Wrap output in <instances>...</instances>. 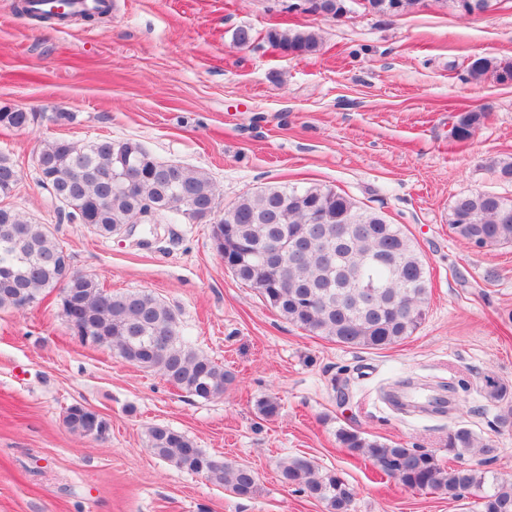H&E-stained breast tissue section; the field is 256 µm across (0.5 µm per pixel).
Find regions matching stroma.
<instances>
[{
  "instance_id": "35a3bbf8",
  "label": "stroma",
  "mask_w": 512,
  "mask_h": 512,
  "mask_svg": "<svg viewBox=\"0 0 512 512\" xmlns=\"http://www.w3.org/2000/svg\"><path fill=\"white\" fill-rule=\"evenodd\" d=\"M294 0H112L95 22L41 23L20 0H0V108H22L23 130L0 125V154L19 181L0 205L49 225L75 269L115 291L145 290L177 314L191 346L233 380L202 399L154 371L82 345L54 295L0 308V512H325L282 482L283 458L304 455L353 489L350 512H479L469 499L411 491L336 439L353 428L453 463L448 431L493 440L489 468L512 475V421L487 380L512 387V247L474 248L448 228L457 196L512 197L492 160L512 157V81L470 79L477 57L512 61V0L462 15L419 0L396 15L347 0L341 20ZM302 25L321 41L294 57L264 38ZM241 27L256 35L238 47ZM487 108L468 141L450 114ZM135 141L162 162L216 186V214L267 186H323L400 225L425 259V319L388 348H351L304 331L226 269L211 221L158 225L155 233L102 237L67 221L38 185L45 141ZM418 377L451 385L446 416L405 417L379 394ZM272 397L275 416L257 402ZM82 403L111 424L105 440L64 423ZM186 433L206 453L250 466L253 498L154 455L147 430Z\"/></svg>"
}]
</instances>
